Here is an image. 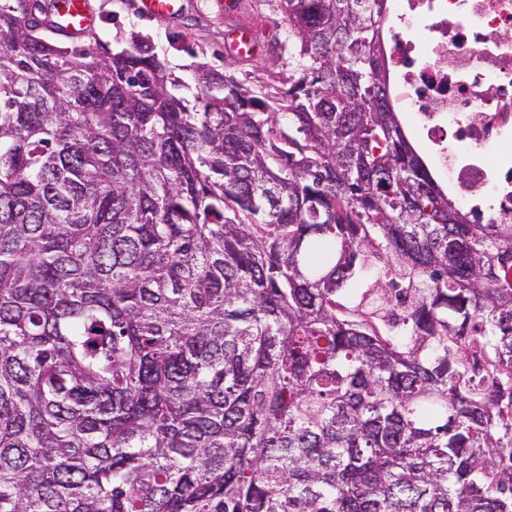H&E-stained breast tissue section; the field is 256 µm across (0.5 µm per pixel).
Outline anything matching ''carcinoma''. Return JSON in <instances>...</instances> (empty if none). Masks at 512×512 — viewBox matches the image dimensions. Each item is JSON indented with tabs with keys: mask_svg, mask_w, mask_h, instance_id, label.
Wrapping results in <instances>:
<instances>
[{
	"mask_svg": "<svg viewBox=\"0 0 512 512\" xmlns=\"http://www.w3.org/2000/svg\"><path fill=\"white\" fill-rule=\"evenodd\" d=\"M284 3L288 87L194 105L0 6V512H512V224L408 139L385 0Z\"/></svg>",
	"mask_w": 512,
	"mask_h": 512,
	"instance_id": "obj_1",
	"label": "carcinoma"
}]
</instances>
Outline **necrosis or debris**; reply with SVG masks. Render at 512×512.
Listing matches in <instances>:
<instances>
[{"label": "necrosis or debris", "instance_id": "necrosis-or-debris-1", "mask_svg": "<svg viewBox=\"0 0 512 512\" xmlns=\"http://www.w3.org/2000/svg\"><path fill=\"white\" fill-rule=\"evenodd\" d=\"M392 95L432 169L484 224L512 223V0H393Z\"/></svg>", "mask_w": 512, "mask_h": 512}]
</instances>
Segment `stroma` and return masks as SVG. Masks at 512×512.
I'll use <instances>...</instances> for the list:
<instances>
[{"label":"stroma","instance_id":"35a3bbf8","mask_svg":"<svg viewBox=\"0 0 512 512\" xmlns=\"http://www.w3.org/2000/svg\"><path fill=\"white\" fill-rule=\"evenodd\" d=\"M138 0H89L93 29L112 51L130 48V32H138L158 59L185 82L182 94L200 95L199 65L222 72L246 87L272 96L292 73L283 0H179L167 19L140 15ZM246 32L255 42L253 54L230 50L231 32Z\"/></svg>","mask_w":512,"mask_h":512}]
</instances>
